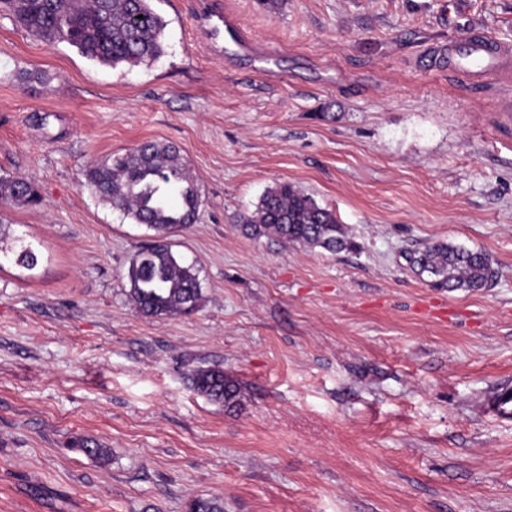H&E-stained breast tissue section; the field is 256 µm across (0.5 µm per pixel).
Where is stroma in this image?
<instances>
[{"label":"stroma","instance_id":"35a3bbf8","mask_svg":"<svg viewBox=\"0 0 512 512\" xmlns=\"http://www.w3.org/2000/svg\"><path fill=\"white\" fill-rule=\"evenodd\" d=\"M199 0H152L164 54L105 67L0 9V203L36 247L0 261V512H512V124L503 80L448 47L512 45V0H223L247 38L208 49ZM177 145L199 187L168 242L198 274L189 317L149 318L125 272L152 232L83 189L92 162ZM288 182L357 248L243 235ZM448 241L485 253L489 287L448 292L408 266ZM218 366L231 410L192 387ZM108 448L99 461L76 450ZM38 201L34 183L27 178L1 177L0 202L30 204ZM3 224H0V255L3 253L5 257H9V253L13 254L14 263L17 266L28 270L34 269L39 262V256L36 250L31 246H21L19 251L4 246L7 239L5 230L2 231ZM194 390L212 403L231 409L239 404V383L220 367H197L189 372Z\"/></svg>","mask_w":512,"mask_h":512}]
</instances>
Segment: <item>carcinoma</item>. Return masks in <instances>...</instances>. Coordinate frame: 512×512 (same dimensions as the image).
I'll list each match as a JSON object with an SVG mask.
<instances>
[{
	"label": "carcinoma",
	"mask_w": 512,
	"mask_h": 512,
	"mask_svg": "<svg viewBox=\"0 0 512 512\" xmlns=\"http://www.w3.org/2000/svg\"><path fill=\"white\" fill-rule=\"evenodd\" d=\"M20 26L48 44L66 42L103 66H137L164 52L167 21L151 0H0ZM82 187L103 204L155 232L154 240L132 258L125 273L128 298L148 317H180L197 312L201 288L192 268L183 266L167 243L170 233L195 223L202 204L195 179L172 143L145 142L118 157L89 165ZM38 201L27 178L1 177L0 202ZM242 232L252 238L274 234L284 242L319 247L331 253L351 250L356 243L336 219L311 196L288 182L268 188L257 210L240 218ZM0 230V254H13L14 263L28 270L39 262L36 250L5 246ZM410 268L429 277L439 289L479 290L494 277L486 255L447 242H435L406 256ZM194 390L207 400L231 409L239 404V383L220 367H197L189 372ZM187 512H224L217 497H194Z\"/></svg>",
	"instance_id": "cac0c4a2"
}]
</instances>
